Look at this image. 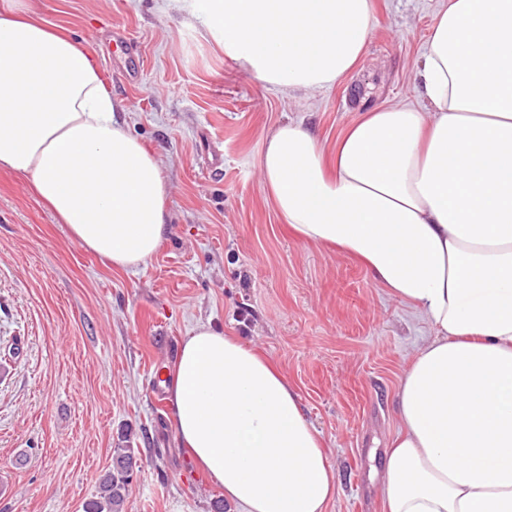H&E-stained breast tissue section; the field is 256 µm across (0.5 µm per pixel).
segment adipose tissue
Returning a JSON list of instances; mask_svg holds the SVG:
<instances>
[{"label":"adipose tissue","instance_id":"ef3b65f1","mask_svg":"<svg viewBox=\"0 0 512 512\" xmlns=\"http://www.w3.org/2000/svg\"><path fill=\"white\" fill-rule=\"evenodd\" d=\"M206 2L225 53L287 95L351 73L374 24L373 0ZM414 81L424 110L363 114L330 159L303 126L278 125L263 184L302 241L362 262L433 331L400 381L388 512H512V0H448ZM114 112L86 49L0 0V166L128 271L165 237L168 186ZM168 394L178 438L236 512H325L336 473L269 360L198 325Z\"/></svg>","mask_w":512,"mask_h":512}]
</instances>
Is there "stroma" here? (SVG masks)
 <instances>
[{"instance_id": "obj_1", "label": "stroma", "mask_w": 512, "mask_h": 512, "mask_svg": "<svg viewBox=\"0 0 512 512\" xmlns=\"http://www.w3.org/2000/svg\"><path fill=\"white\" fill-rule=\"evenodd\" d=\"M443 0H374L358 67L333 87L287 96L228 57L192 9L166 0H30L96 61L118 118L154 148L169 195L167 235L128 272L75 242L0 169V512H84L117 448L134 451L124 512H223L207 475L190 481L170 408L150 378L211 322L270 359L321 433L336 472L326 512H387L385 453L400 379L431 336L424 320L335 246L301 241L262 185L266 136L303 123L325 151L363 113L421 107L417 60ZM141 46L137 83L101 34Z\"/></svg>"}]
</instances>
